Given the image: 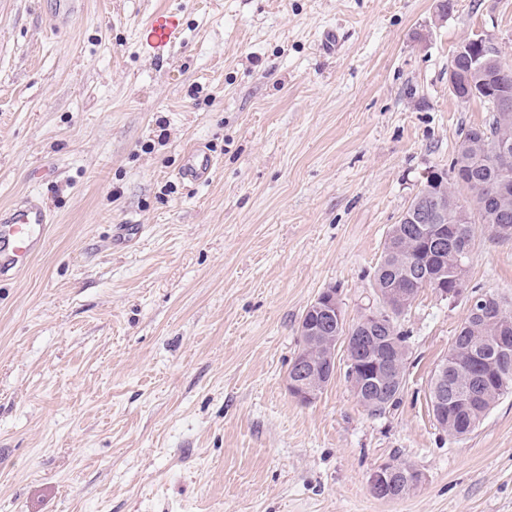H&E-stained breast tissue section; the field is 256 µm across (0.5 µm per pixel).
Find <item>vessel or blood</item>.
I'll return each instance as SVG.
<instances>
[{
  "instance_id": "b4317fda",
  "label": "vessel or blood",
  "mask_w": 512,
  "mask_h": 512,
  "mask_svg": "<svg viewBox=\"0 0 512 512\" xmlns=\"http://www.w3.org/2000/svg\"><path fill=\"white\" fill-rule=\"evenodd\" d=\"M213 166L206 147L197 146L185 154L179 176L191 184H205ZM50 222L48 207L35 195L23 196L0 208V280L22 273L43 251Z\"/></svg>"
}]
</instances>
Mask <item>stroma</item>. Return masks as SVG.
Wrapping results in <instances>:
<instances>
[{
  "label": "stroma",
  "instance_id": "35a3bbf8",
  "mask_svg": "<svg viewBox=\"0 0 512 512\" xmlns=\"http://www.w3.org/2000/svg\"><path fill=\"white\" fill-rule=\"evenodd\" d=\"M54 2L0 0V207L55 219L0 282V512H512V394L462 439L431 411L466 298L399 317L384 415L341 349L314 402L286 388L304 310L333 287L357 321L391 225L489 119L448 68L478 35L512 66V0H84L57 26ZM196 143L215 166L192 187ZM118 224L142 228L122 249ZM474 232L468 289L512 305V240ZM393 461L424 481L375 498ZM213 166V158L206 147L197 146L185 154L179 177L191 184H205L211 179ZM403 313V312H402ZM401 312H397L395 317L392 319L393 322V335L391 336V340H393V344L395 347L399 349V352L402 356L401 363L399 364L396 374L394 375L393 381L391 383V387L388 390L389 398L387 403L377 408L375 405H371L368 407H365V410L368 411L371 415H381L386 412L387 409L391 408L392 406H395L399 400L401 399V396L403 394L404 388H405V360L407 358V336L403 333V331L400 330V327L398 326L397 319L402 314Z\"/></svg>",
  "mask_w": 512,
  "mask_h": 512
}]
</instances>
